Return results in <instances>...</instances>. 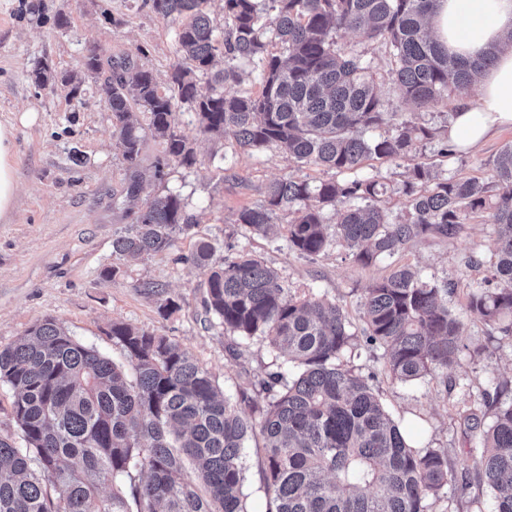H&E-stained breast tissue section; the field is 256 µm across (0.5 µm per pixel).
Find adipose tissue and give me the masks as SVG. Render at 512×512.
I'll list each match as a JSON object with an SVG mask.
<instances>
[{
  "label": "adipose tissue",
  "instance_id": "1",
  "mask_svg": "<svg viewBox=\"0 0 512 512\" xmlns=\"http://www.w3.org/2000/svg\"><path fill=\"white\" fill-rule=\"evenodd\" d=\"M429 24L451 54L494 56L478 76L477 99L460 101L448 128L449 139L466 151L494 130L512 127V46L506 43L512 35V0H437ZM13 153V130L0 124V218L10 212L15 198Z\"/></svg>",
  "mask_w": 512,
  "mask_h": 512
}]
</instances>
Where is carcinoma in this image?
I'll list each match as a JSON object with an SVG mask.
<instances>
[{
	"label": "carcinoma",
	"mask_w": 512,
	"mask_h": 512,
	"mask_svg": "<svg viewBox=\"0 0 512 512\" xmlns=\"http://www.w3.org/2000/svg\"><path fill=\"white\" fill-rule=\"evenodd\" d=\"M209 0H151L175 24L181 60L168 86L128 56L87 58L85 73L103 78L104 103L126 168L137 172L146 137L162 142L168 160L197 163L180 128L183 104L199 132L231 139L244 152L275 146L293 161L333 172L316 185L283 176L260 203L238 211L235 223L265 235L281 214L288 246L311 260L336 245L363 267L392 257L428 236H456L475 214L497 228L491 276L467 297V310L492 330L512 333V144L493 161L494 183L448 178L416 163L402 183L405 213L386 220L378 206L385 186L356 174L365 162L396 161L424 140L442 158L456 154L446 135L403 122L388 135L371 131L389 120L361 55L339 42L359 33L382 43L395 62L399 96L429 108L462 94L493 62L448 54L426 19L436 0H224V29ZM267 21L261 22V12ZM208 91L196 74L214 68ZM242 58L259 78L257 93H229L243 81L231 61ZM32 82L56 79L37 64ZM143 113L141 124L136 113ZM339 214L334 224L323 213ZM197 225L181 194L145 198L133 221L112 237L118 263L172 248ZM201 241L182 261L204 276V305L234 344V354L264 341L272 361L257 378L261 401L252 414L219 390L213 375L165 336L112 323L109 336L126 364L118 365L72 338L53 319L0 348V382L13 391V415L23 445L0 437V512H248L242 491V451L261 441L268 512H430L455 470L445 448L413 447L367 380L346 367L361 348H381L392 379L413 382L460 365L462 322L448 310L454 285L423 280L394 267L360 303L364 328L351 330L343 309L312 293L292 292L253 254L212 262ZM145 287L167 315L179 309L163 286ZM508 383H494L496 411L480 430L478 481L491 510L512 512V401ZM129 479L124 491L102 486Z\"/></svg>",
	"instance_id": "1"
}]
</instances>
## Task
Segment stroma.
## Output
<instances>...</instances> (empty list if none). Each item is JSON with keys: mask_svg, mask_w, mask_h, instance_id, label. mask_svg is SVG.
Returning <instances> with one entry per match:
<instances>
[{"mask_svg": "<svg viewBox=\"0 0 512 512\" xmlns=\"http://www.w3.org/2000/svg\"><path fill=\"white\" fill-rule=\"evenodd\" d=\"M61 16L67 20L62 28L56 25ZM342 40L369 65L379 95L395 113L393 124L381 126L380 134L391 133L394 123L402 121L447 128L456 96L429 109L403 102L395 95L394 64L384 46L355 33ZM91 44L108 56H135L163 86L178 61L173 27L152 11L149 0H0V122L13 127L19 187L9 217L0 220V347L52 318L79 343L116 359L120 350L109 330L112 322H125L180 344L211 372L225 395L235 397L264 370L270 350L257 341L242 358L229 355V337L211 323L204 307L203 276L184 261L199 242H209L218 260L241 251L262 257L289 287L339 305L356 331L363 326L360 301L368 289L393 266L408 265L427 281L454 283L448 308L462 322L461 367L398 382L389 378L379 348L362 350L350 365L367 378L390 415L411 428L416 446L447 449L458 478L433 502L432 512H472L473 497L489 500L487 488L462 487L459 477L473 471L480 456L465 434V416L474 412L491 423L494 410L484 405L481 393L491 381L512 380V335L492 331L465 310L467 294L488 276L494 261V225L484 217L470 219L453 238H424L369 267L353 262L341 246L307 260L289 249L284 236L245 233L234 219L281 176L315 184L329 179V172L297 164L275 148L246 153L230 139L199 134L195 114L183 109L178 118L195 142L196 165L166 163L162 143L150 137L141 171L145 193L179 190L198 225L171 250L123 265L116 278H106L103 271L114 262L112 237L132 221L125 197L130 174L98 84L83 74L82 60ZM41 62L57 74L75 75L78 89L59 82L36 86L30 71ZM511 142L512 128L503 129L448 161L438 156L436 143L427 141L410 159L371 161L363 172L385 183L380 205L393 220L405 209L399 188L410 163H434L442 174L488 181L494 157ZM472 255L478 256L479 266H468ZM150 282L166 287L179 305L177 312L161 313L146 288ZM243 466L249 512H267L265 463L257 448L245 449Z\"/></svg>", "mask_w": 512, "mask_h": 512, "instance_id": "obj_1", "label": "stroma"}]
</instances>
